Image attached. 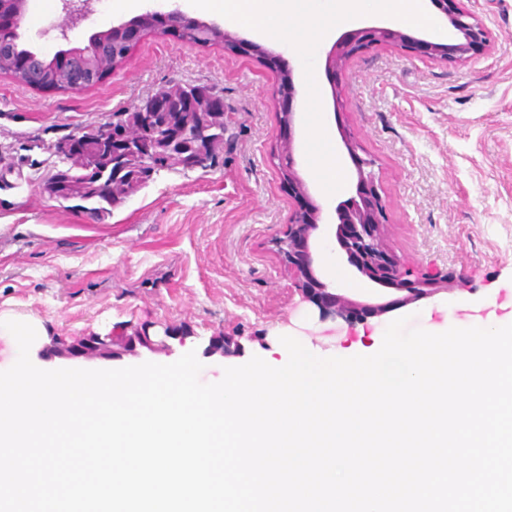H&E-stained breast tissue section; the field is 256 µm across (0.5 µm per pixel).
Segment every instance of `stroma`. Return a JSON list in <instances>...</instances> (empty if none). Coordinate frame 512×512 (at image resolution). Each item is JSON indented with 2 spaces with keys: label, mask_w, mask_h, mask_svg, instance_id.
Masks as SVG:
<instances>
[{
  "label": "stroma",
  "mask_w": 512,
  "mask_h": 512,
  "mask_svg": "<svg viewBox=\"0 0 512 512\" xmlns=\"http://www.w3.org/2000/svg\"><path fill=\"white\" fill-rule=\"evenodd\" d=\"M492 30V49L463 64L393 48L353 58L347 90L334 106L320 43L315 77L331 138L339 123L354 132L386 205L388 245L414 271L454 275L450 290L365 321L320 318L303 302L274 246L296 203L281 182L271 147L279 133L267 97L273 72L222 46L188 45L147 34L123 67L78 91L18 87L0 72V306L42 320L53 339L96 333L128 336L141 327L183 330L189 347L145 348L94 369H118L194 349L212 383L224 361L205 354L210 338L234 336L229 357L281 351L280 338L329 350L361 343L375 351L393 320L410 327L442 323L444 309L512 295V0H464ZM61 0H28L22 41L46 56L65 49ZM207 85L224 98V146L205 168L163 171L105 220L50 199L40 187L46 145L77 127L133 111L168 83ZM314 266L354 299L377 293L348 265L336 243V206L321 203ZM340 280H333L332 268Z\"/></svg>",
  "instance_id": "stroma-1"
}]
</instances>
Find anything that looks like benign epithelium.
<instances>
[{
	"label": "benign epithelium",
	"mask_w": 512,
	"mask_h": 512,
	"mask_svg": "<svg viewBox=\"0 0 512 512\" xmlns=\"http://www.w3.org/2000/svg\"><path fill=\"white\" fill-rule=\"evenodd\" d=\"M94 0H63V10L68 19L66 32H73L81 21L93 12ZM431 3L444 16L449 26L457 34L454 43H437L415 38L386 27H364L353 30L339 37L326 56V71L333 79V102L340 107L343 88L336 82L347 67L348 61L359 54L375 48H397L410 54L424 56L429 59L450 63H464L476 52L491 47L493 36L487 24L470 12L463 0H431ZM10 0H0V38L10 35L19 39L18 19L8 15ZM191 22L211 29H221L216 23L202 22L185 16L179 9L161 15L156 11H147L135 19L112 26V33L125 35L134 39L140 35L146 24H155L153 33L158 36L168 34L179 35L180 28ZM264 53L270 58L273 53L256 41L248 40L236 33H231L224 42V53L236 55L246 52L252 56L256 52ZM279 70L277 73L287 75V80L277 79L271 90V99L279 112V135L276 140V152L282 161L283 170L288 173V194L297 202L288 230L277 239L278 251L282 262L293 272L297 290L302 298L315 305L326 316H337L346 321H363L369 317L380 316L414 301L430 297L441 290H447L454 283V276L448 275L439 280L427 273L409 278V272L401 260L387 246L384 237L385 202L379 191L370 167L373 160L364 158L358 153L359 145L347 127L341 128L344 145L356 167L357 182L355 195L337 209L335 239L347 262L365 280L387 290L398 293V296L387 301H360L331 291L326 282L318 276L314 269L311 238L318 229L319 207L309 205L306 186L299 178L293 161L292 124L294 121L293 101L294 86L290 62L277 56ZM18 85L23 89H39L42 86V70L36 66L19 77ZM160 102L149 95L137 111L141 112L145 123H150L159 116ZM83 127L55 146L61 155H68L79 149L83 152L86 171L95 174L102 170L107 162L115 175L125 171L123 161L130 152L144 156L154 153L178 155L182 141L188 133V126L171 127L167 138H159L153 142L130 140L123 129L112 126L105 131V137L94 143L83 139ZM207 141L199 138L192 145L186 162L188 166L202 168L206 165ZM184 332L167 326L163 335L152 336L149 329H144L134 336H90L76 344L65 345L54 342L44 346L39 356L42 358H83L86 360L111 359L120 352H133L136 347H145L152 351L170 349V342L184 343Z\"/></svg>",
	"instance_id": "7a95c632"
}]
</instances>
